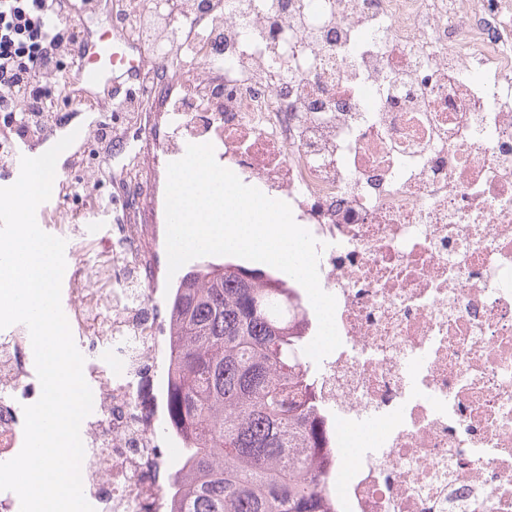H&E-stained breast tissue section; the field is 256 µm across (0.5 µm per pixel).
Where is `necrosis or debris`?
Wrapping results in <instances>:
<instances>
[{
	"mask_svg": "<svg viewBox=\"0 0 512 512\" xmlns=\"http://www.w3.org/2000/svg\"><path fill=\"white\" fill-rule=\"evenodd\" d=\"M115 32L147 64L110 163L88 130L76 195L119 222L108 246L52 228L74 257L95 512H167L159 227L119 194L143 186L146 107L172 82L161 156L212 143L319 243L342 341L315 384L336 512H512V0H129ZM40 396L28 328L0 330V458Z\"/></svg>",
	"mask_w": 512,
	"mask_h": 512,
	"instance_id": "obj_1",
	"label": "necrosis or debris"
}]
</instances>
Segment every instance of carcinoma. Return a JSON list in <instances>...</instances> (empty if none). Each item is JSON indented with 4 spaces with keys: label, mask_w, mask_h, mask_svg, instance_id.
<instances>
[{
    "label": "carcinoma",
    "mask_w": 512,
    "mask_h": 512,
    "mask_svg": "<svg viewBox=\"0 0 512 512\" xmlns=\"http://www.w3.org/2000/svg\"><path fill=\"white\" fill-rule=\"evenodd\" d=\"M170 512H336L308 318L288 280L203 261L167 304Z\"/></svg>",
    "instance_id": "1"
}]
</instances>
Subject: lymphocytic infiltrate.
Returning <instances> with one entry per match:
<instances>
[{
    "label": "lymphocytic infiltrate",
    "instance_id": "f902f5d3",
    "mask_svg": "<svg viewBox=\"0 0 512 512\" xmlns=\"http://www.w3.org/2000/svg\"><path fill=\"white\" fill-rule=\"evenodd\" d=\"M59 2L0 0V119L17 124L24 137H40L29 118L48 103L46 77L58 65L64 42L78 40L55 26Z\"/></svg>",
    "mask_w": 512,
    "mask_h": 512
}]
</instances>
